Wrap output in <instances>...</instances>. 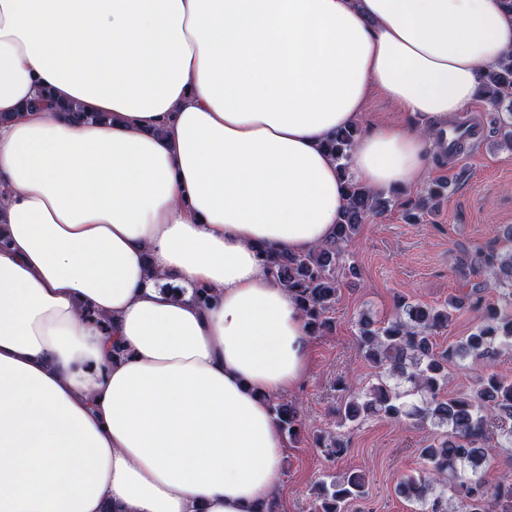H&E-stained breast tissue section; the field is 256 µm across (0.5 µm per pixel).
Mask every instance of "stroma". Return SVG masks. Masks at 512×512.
Instances as JSON below:
<instances>
[{"instance_id":"35a3bbf8","label":"stroma","mask_w":512,"mask_h":512,"mask_svg":"<svg viewBox=\"0 0 512 512\" xmlns=\"http://www.w3.org/2000/svg\"><path fill=\"white\" fill-rule=\"evenodd\" d=\"M474 122L480 136L473 139L457 164L430 161V179H444L448 189L434 199L420 221H407L406 212L418 188L392 193L391 205L368 217L349 244L346 262L354 268L344 276L333 315L336 328L313 337L308 374L290 396L298 400L307 427L298 442L285 445V462L278 497L281 512H312L314 485L326 474L356 471L365 475L368 512H414L412 503L395 493L403 479L423 474L418 450L424 432L406 419L373 417L350 433L347 455L329 460L315 444L318 435L335 430L336 382L350 376L353 389L374 383L376 370L358 352L356 323L367 315L391 318L400 297L439 306L462 295L453 266L462 251H474L501 237L512 225V151L501 145L500 128L512 121L506 107L476 99L455 116ZM402 108L381 93L368 100L357 124L367 134L382 124L405 125ZM495 371L512 377V353L487 362L469 359L448 369L451 395L470 392L478 377Z\"/></svg>"}]
</instances>
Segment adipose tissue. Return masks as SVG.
Listing matches in <instances>:
<instances>
[{
  "mask_svg": "<svg viewBox=\"0 0 512 512\" xmlns=\"http://www.w3.org/2000/svg\"><path fill=\"white\" fill-rule=\"evenodd\" d=\"M511 53L501 0H0V512H263L311 347L265 251L426 180ZM408 125L409 117L402 108L382 93H374L368 100L361 120L357 124L358 138L382 124ZM356 132L355 126L343 128L336 131L325 142L327 151L343 169H346V161L357 142Z\"/></svg>",
  "mask_w": 512,
  "mask_h": 512,
  "instance_id": "ef3b65f1",
  "label": "adipose tissue"
}]
</instances>
